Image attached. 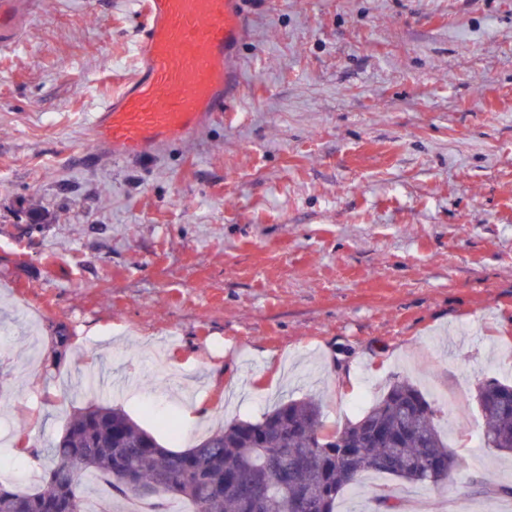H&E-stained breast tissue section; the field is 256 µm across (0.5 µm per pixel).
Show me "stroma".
I'll return each instance as SVG.
<instances>
[{
	"mask_svg": "<svg viewBox=\"0 0 512 512\" xmlns=\"http://www.w3.org/2000/svg\"><path fill=\"white\" fill-rule=\"evenodd\" d=\"M246 13L240 98L142 157L90 151L140 0H41L0 47V479L38 487L17 440L101 401L183 451L310 395L344 425L399 376L466 464L366 473L336 512H512L474 485L512 487L475 401L512 383V0Z\"/></svg>",
	"mask_w": 512,
	"mask_h": 512,
	"instance_id": "obj_1",
	"label": "stroma"
}]
</instances>
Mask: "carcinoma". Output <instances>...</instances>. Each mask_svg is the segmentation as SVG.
<instances>
[{"label":"carcinoma","instance_id":"1","mask_svg":"<svg viewBox=\"0 0 512 512\" xmlns=\"http://www.w3.org/2000/svg\"><path fill=\"white\" fill-rule=\"evenodd\" d=\"M484 447L512 454V384H477ZM435 410L409 381L394 382L355 421L326 431L320 405L289 400L258 421L232 422L173 452L121 409L92 405L50 443L55 464L31 492L0 481V512H84L81 476L108 480L121 498H180L194 512H336L343 492L368 471L427 485L448 480L459 459L435 423ZM271 490L260 500L247 488Z\"/></svg>","mask_w":512,"mask_h":512}]
</instances>
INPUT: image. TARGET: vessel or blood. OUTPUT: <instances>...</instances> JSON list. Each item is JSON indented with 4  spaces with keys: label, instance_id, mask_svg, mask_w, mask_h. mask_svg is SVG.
Masks as SVG:
<instances>
[{
    "label": "vessel or blood",
    "instance_id": "obj_1",
    "mask_svg": "<svg viewBox=\"0 0 512 512\" xmlns=\"http://www.w3.org/2000/svg\"><path fill=\"white\" fill-rule=\"evenodd\" d=\"M33 0H0V45L18 41ZM135 75L93 119L94 146L137 156L202 132L241 91L242 0H144Z\"/></svg>",
    "mask_w": 512,
    "mask_h": 512
}]
</instances>
